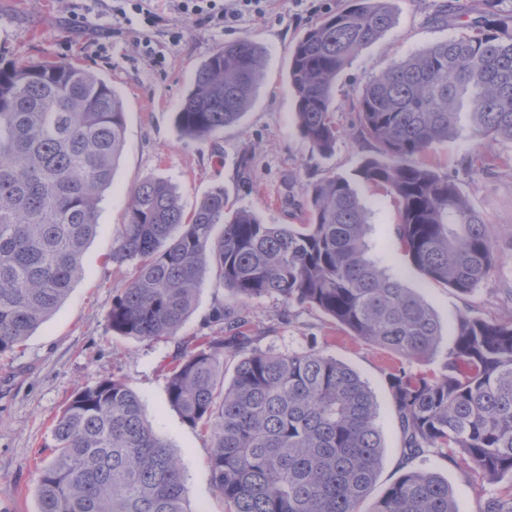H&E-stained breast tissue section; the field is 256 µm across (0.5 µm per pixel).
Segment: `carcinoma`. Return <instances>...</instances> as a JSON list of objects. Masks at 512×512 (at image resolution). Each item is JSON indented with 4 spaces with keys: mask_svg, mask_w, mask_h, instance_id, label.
<instances>
[{
    "mask_svg": "<svg viewBox=\"0 0 512 512\" xmlns=\"http://www.w3.org/2000/svg\"><path fill=\"white\" fill-rule=\"evenodd\" d=\"M391 0H344L297 41L288 81L302 136L334 147L332 88L360 49L393 25ZM261 48L243 38L197 69L176 112L183 136L208 140L239 122L261 78ZM358 136L378 155L357 175L390 191L398 238L430 281L469 295L496 272L493 231L448 172L426 158L460 125L476 144L512 143V11L487 8L470 32L431 44L373 78L357 98ZM125 145L119 95L66 61L0 57V354L14 351L84 275L99 203ZM367 212L352 182L310 184L302 223L265 224L234 209L224 188L184 218L175 187L146 178L130 191L112 261L135 265L107 314L111 330L173 338L210 274L220 335L178 349L167 399L209 433V470L225 512H359L383 445L378 406L360 376L311 348L250 349L254 298L316 309L352 336L406 361L443 356L436 372L387 375L411 463L430 448L466 455L489 484L508 480L477 512H512V319L457 317L452 341L423 299L367 256ZM243 353L229 384L224 354ZM53 458L37 467V512H190L183 467L118 379L81 387L52 428ZM369 512H458L448 482L410 468Z\"/></svg>",
    "mask_w": 512,
    "mask_h": 512,
    "instance_id": "cac0c4a2",
    "label": "carcinoma"
}]
</instances>
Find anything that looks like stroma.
Returning a JSON list of instances; mask_svg holds the SVG:
<instances>
[{
    "instance_id": "1",
    "label": "stroma",
    "mask_w": 512,
    "mask_h": 512,
    "mask_svg": "<svg viewBox=\"0 0 512 512\" xmlns=\"http://www.w3.org/2000/svg\"><path fill=\"white\" fill-rule=\"evenodd\" d=\"M341 3L265 0L261 11L221 28L182 13L174 0H155L160 19L152 27L142 26L133 14L121 17L113 0H0V55L69 61L95 71L120 95L126 128L125 148L101 204L99 231L83 254L82 279L22 346L0 355V512H36V467L40 457L52 455L46 444L53 421L77 388L112 377L140 398L145 419L180 459L190 512H224L211 483L209 436L169 406L167 365L179 343L216 333L212 310L228 292L203 279L196 306L174 339L123 337L107 323L113 296L134 274L133 264L112 263V239L126 221L130 190L145 178L169 181L188 212L209 190L224 187L233 206L250 209L267 224L297 223L310 183L334 175L350 178L367 210L366 240L373 254L433 310L444 337L453 335L462 313L512 319V143L485 141L484 152L497 158L487 171L472 166L471 142L463 133L437 145L427 158L455 176L494 232L500 271L465 297L426 281L410 265L396 235L393 196L355 176L377 153L375 144L355 135V105L363 87L428 45L465 32L485 0H392V28L365 46L336 79L332 120L340 135L323 155L299 132L288 63L303 32ZM447 7L460 11V18L449 26L434 23V14ZM240 38L265 52L263 78L248 111L215 138L183 137L175 114L196 70L215 49ZM247 310L255 348L288 354L313 346L368 384L379 407L383 444L370 497H381L405 470L386 381L400 355L350 336L319 311L287 305L274 295L250 300ZM415 464L447 480L462 512H476L480 500L499 491L482 482L462 455L448 458L433 450Z\"/></svg>"
}]
</instances>
